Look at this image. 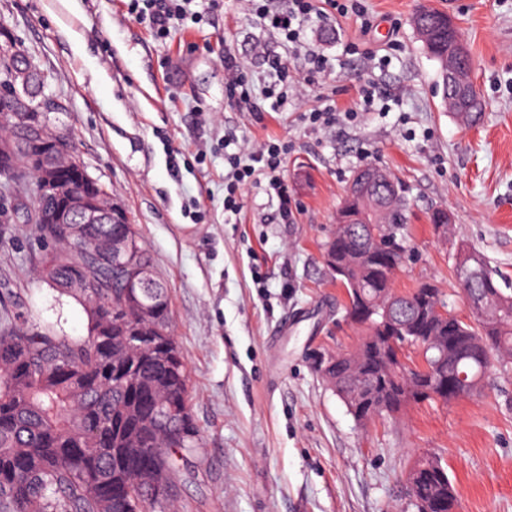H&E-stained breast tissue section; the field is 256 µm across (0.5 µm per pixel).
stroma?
<instances>
[{
	"mask_svg": "<svg viewBox=\"0 0 512 512\" xmlns=\"http://www.w3.org/2000/svg\"><path fill=\"white\" fill-rule=\"evenodd\" d=\"M377 28L352 19L307 30L292 49L241 0H223L199 27L166 41L127 12L126 0H0V57L25 55L42 76L39 112L69 135L88 173L134 224L167 287L171 328L189 375L201 445L182 471L177 512H394L408 469L440 458L458 494L457 512H512V378L491 376L476 395L423 402L360 425L310 362L312 350L355 348L346 293L324 253L354 172L367 164L401 183L412 248L394 287L432 279L461 317L456 246L478 249L512 288V0H365ZM445 12L473 61L485 101L470 125L443 103L440 64L410 18ZM288 58L303 82L261 120L224 96V54L234 53L254 92L265 72L253 47ZM358 46L356 54L345 43ZM315 49L335 68L310 77ZM372 81L397 104L313 129L301 119L325 97L358 110ZM288 152L292 223L260 184L224 213L225 133ZM179 172H172V164ZM29 185L0 194V298L27 308L60 335L87 334L82 304L40 279L43 244L13 217ZM452 216L436 234L432 210Z\"/></svg>",
	"mask_w": 512,
	"mask_h": 512,
	"instance_id": "1",
	"label": "stroma"
}]
</instances>
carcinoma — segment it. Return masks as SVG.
Returning a JSON list of instances; mask_svg holds the SVG:
<instances>
[{
  "instance_id": "cac0c4a2",
  "label": "carcinoma",
  "mask_w": 512,
  "mask_h": 512,
  "mask_svg": "<svg viewBox=\"0 0 512 512\" xmlns=\"http://www.w3.org/2000/svg\"><path fill=\"white\" fill-rule=\"evenodd\" d=\"M31 185L26 220L44 243L41 278L85 306L88 332L60 336L26 309L0 307V512H169L179 463L199 448L201 432L167 289L157 279L139 300L128 298L106 242L123 239L128 258L148 263L134 225L43 224L44 202ZM357 212L326 246L346 313L364 332L361 346L336 354L325 375L353 418L395 416L425 400L447 404L480 391L492 371L512 374V292L484 255L460 246L478 270L463 291L464 320L432 280L394 289L409 251L406 204ZM368 303L389 308L390 321L371 322ZM135 331L150 337L141 350L129 341ZM409 346L422 364L406 361ZM409 474L407 508L455 512L457 493L440 460L419 461Z\"/></svg>"
}]
</instances>
